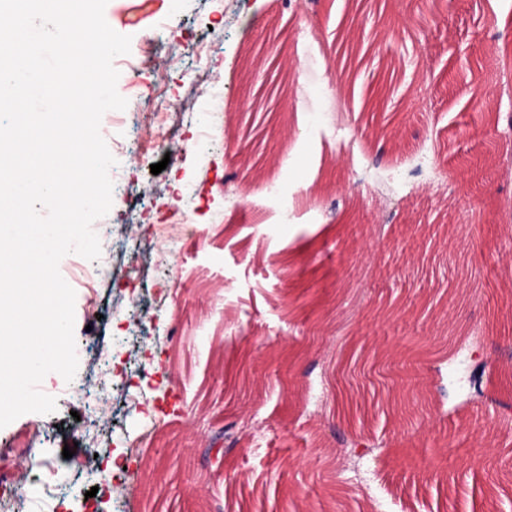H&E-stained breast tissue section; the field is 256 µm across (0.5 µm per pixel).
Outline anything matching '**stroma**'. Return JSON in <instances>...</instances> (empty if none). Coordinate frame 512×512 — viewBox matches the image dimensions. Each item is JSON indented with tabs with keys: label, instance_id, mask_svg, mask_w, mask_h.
Listing matches in <instances>:
<instances>
[{
	"label": "stroma",
	"instance_id": "35a3bbf8",
	"mask_svg": "<svg viewBox=\"0 0 512 512\" xmlns=\"http://www.w3.org/2000/svg\"><path fill=\"white\" fill-rule=\"evenodd\" d=\"M104 15L131 46L114 60L128 105L100 124L116 160L112 207L93 225L101 258L153 240L183 204L197 233L166 257L141 252L132 278L75 285L78 371L40 383L55 412L0 429V483L23 480L26 512H506L512 143L482 144L512 124V95L476 60L512 58V13L490 19L486 0H240L234 12L226 0H108ZM308 18L337 55L308 59ZM271 32L273 55L261 44ZM167 38L187 46L171 63L156 53ZM245 59L285 84L277 111L251 112ZM336 67L355 108L341 127ZM149 96L169 103L157 121L184 145L177 158L150 135ZM261 181L310 207L283 220ZM117 224L135 241L119 242ZM118 304L148 333L113 318ZM342 326L368 397L352 427L329 406ZM475 329L492 352L480 398L466 354L435 372L449 333ZM103 381L139 405L102 402ZM231 424L244 431L220 476L207 448ZM146 427L148 447L128 458L127 437ZM363 431L378 452L347 459Z\"/></svg>",
	"mask_w": 512,
	"mask_h": 512
}]
</instances>
